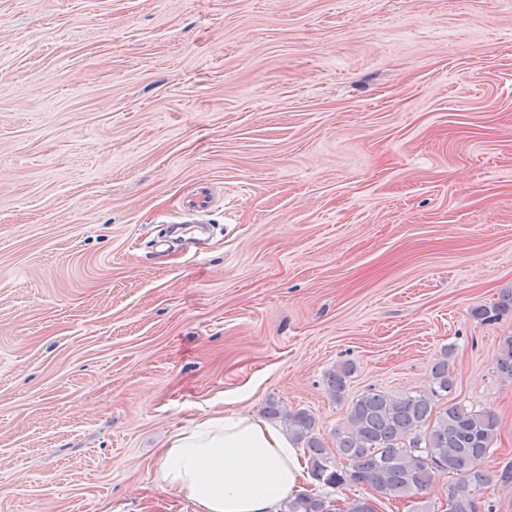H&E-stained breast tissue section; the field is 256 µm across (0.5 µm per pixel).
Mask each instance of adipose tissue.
I'll return each instance as SVG.
<instances>
[{
    "label": "adipose tissue",
    "instance_id": "adipose-tissue-1",
    "mask_svg": "<svg viewBox=\"0 0 512 512\" xmlns=\"http://www.w3.org/2000/svg\"><path fill=\"white\" fill-rule=\"evenodd\" d=\"M158 477L193 512H279L301 486L304 466L280 428L227 410L173 435L161 451Z\"/></svg>",
    "mask_w": 512,
    "mask_h": 512
}]
</instances>
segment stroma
I'll return each instance as SVG.
<instances>
[{
	"label": "stroma",
	"instance_id": "35a3bbf8",
	"mask_svg": "<svg viewBox=\"0 0 512 512\" xmlns=\"http://www.w3.org/2000/svg\"><path fill=\"white\" fill-rule=\"evenodd\" d=\"M507 289L512 0H0V512H192L176 432L448 346L503 470ZM506 314H512V291L502 295L491 307L480 305L472 309V315L481 321L497 319ZM356 371L352 361H346L330 370L325 375V385L328 392L337 400H343L350 378Z\"/></svg>",
	"mask_w": 512,
	"mask_h": 512
}]
</instances>
